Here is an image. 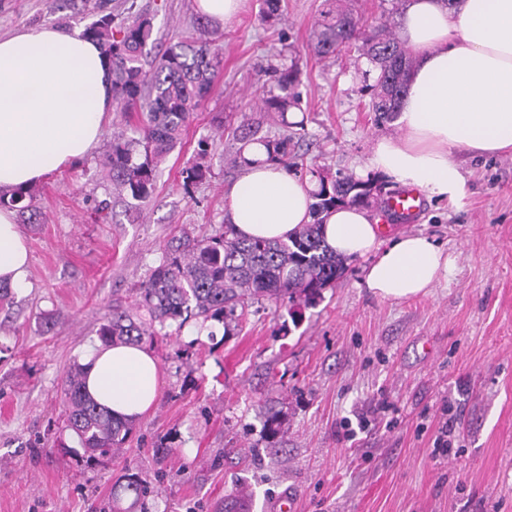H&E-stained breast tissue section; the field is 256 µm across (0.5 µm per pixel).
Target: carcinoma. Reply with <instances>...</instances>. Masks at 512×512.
<instances>
[{
	"label": "carcinoma",
	"instance_id": "obj_1",
	"mask_svg": "<svg viewBox=\"0 0 512 512\" xmlns=\"http://www.w3.org/2000/svg\"><path fill=\"white\" fill-rule=\"evenodd\" d=\"M82 34L104 48L112 67L113 98L125 116L137 118L130 133L112 135L104 169L112 187L144 206L155 190L159 165L181 140L186 128L208 97L215 73L221 65L220 47L212 38L181 39L164 50H156L152 18L146 14L117 20L105 14L87 25ZM359 41L363 54L377 67L372 86L371 108L381 122L395 118L398 102L405 93L415 59L386 25L366 32L346 13L325 17L318 23L312 50L319 57L334 55ZM271 73L279 93L269 91L260 109L281 118L287 128L303 126L288 121V112L298 107L293 68L262 69ZM239 142L233 165L245 163L247 146H262L268 160L286 167L291 137L257 136L259 127L240 123L229 128ZM374 183L342 176L330 182L319 178L312 205L313 222L303 224L288 240L245 239L232 225L201 236L183 232L163 249L156 266L138 289L135 310L112 307L100 324L102 344L141 343L154 338L167 324L181 330L188 321L200 325L215 321L228 327L238 322L262 298L291 306L312 304L322 290L345 273L344 259L326 249L319 234L323 215L339 205H367ZM0 205L16 208L20 216H35L34 192L18 188L10 196L0 194ZM147 312L143 318L141 312ZM83 367H70L64 378L63 394L67 426L91 452L106 453L122 447L131 433L128 423L112 417L83 392ZM124 492L139 499L150 492L146 479L136 473L125 476Z\"/></svg>",
	"mask_w": 512,
	"mask_h": 512
}]
</instances>
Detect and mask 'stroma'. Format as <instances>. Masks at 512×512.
Wrapping results in <instances>:
<instances>
[{"label": "stroma", "instance_id": "35a3bbf8", "mask_svg": "<svg viewBox=\"0 0 512 512\" xmlns=\"http://www.w3.org/2000/svg\"><path fill=\"white\" fill-rule=\"evenodd\" d=\"M407 0H283L262 20L245 0L224 26L194 0H0V34L32 27L84 29L104 13L148 14L165 46L197 30L223 47L209 99L160 166L141 215L117 198L102 172L113 132L81 163L35 185L28 293L0 307V512H224L239 486L250 512H512V154L454 150L468 181L460 205L423 199L414 222L388 220L387 236L422 232L447 249V282L405 301L365 288L364 260L349 261L315 303L289 312L264 299L234 330L156 337L160 396L120 452L90 454L66 423L62 384L113 306L130 305L166 243L226 223L230 185L242 171L219 122L247 114L262 134L279 128L257 105L261 67L297 70L304 120L290 144L305 168L357 175L374 140L397 133L376 123L368 84L377 70L356 48L321 58L310 47L325 13L350 12L363 29L400 33ZM209 144L200 153V141ZM203 163L184 189L182 171ZM108 203L106 220L91 217ZM451 403L445 456L433 443ZM280 412L270 430L268 417ZM356 430L355 442L343 440ZM129 473L146 478L140 501L113 495Z\"/></svg>", "mask_w": 512, "mask_h": 512}]
</instances>
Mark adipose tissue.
<instances>
[{
	"label": "adipose tissue",
	"instance_id": "obj_1",
	"mask_svg": "<svg viewBox=\"0 0 512 512\" xmlns=\"http://www.w3.org/2000/svg\"><path fill=\"white\" fill-rule=\"evenodd\" d=\"M401 32L416 58L396 123L376 139L366 170L457 204L467 180L452 153H512V0H409ZM112 75L101 47L77 32L41 26L0 35V193L30 187L98 145L112 112ZM229 192L227 219L238 235L284 239L308 223L312 184L269 161L262 147ZM326 244L367 258L363 283L374 295L406 300L447 280L452 261L422 233L381 238L368 210L342 205L324 217ZM29 252L14 210L0 207V285L26 292ZM86 392L119 419L154 405L162 375L141 344L95 346L81 355Z\"/></svg>",
	"mask_w": 512,
	"mask_h": 512
}]
</instances>
